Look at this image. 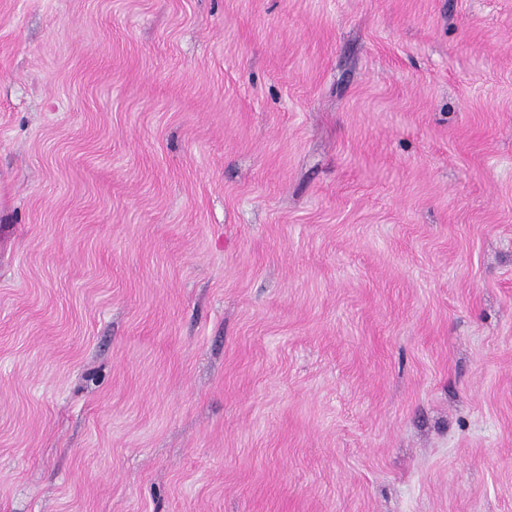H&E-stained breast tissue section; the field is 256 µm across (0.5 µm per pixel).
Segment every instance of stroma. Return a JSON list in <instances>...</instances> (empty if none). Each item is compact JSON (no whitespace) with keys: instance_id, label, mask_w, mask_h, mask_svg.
Masks as SVG:
<instances>
[{"instance_id":"stroma-1","label":"stroma","mask_w":512,"mask_h":512,"mask_svg":"<svg viewBox=\"0 0 512 512\" xmlns=\"http://www.w3.org/2000/svg\"><path fill=\"white\" fill-rule=\"evenodd\" d=\"M0 512H512V0H0Z\"/></svg>"}]
</instances>
